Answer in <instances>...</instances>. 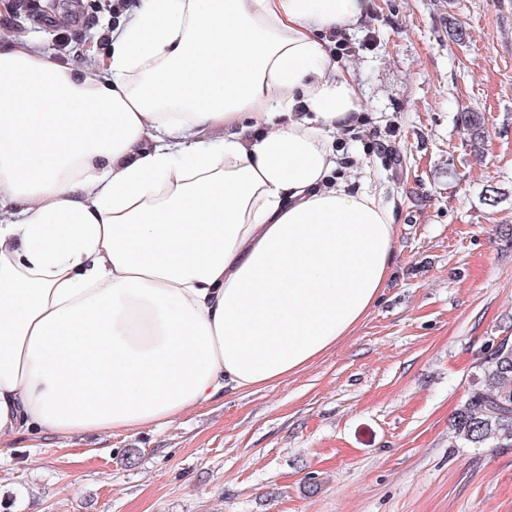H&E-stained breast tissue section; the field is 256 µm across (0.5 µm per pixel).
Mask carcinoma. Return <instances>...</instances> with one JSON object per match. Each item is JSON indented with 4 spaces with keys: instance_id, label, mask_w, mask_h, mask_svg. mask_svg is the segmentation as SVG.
<instances>
[{
    "instance_id": "cac0c4a2",
    "label": "carcinoma",
    "mask_w": 512,
    "mask_h": 512,
    "mask_svg": "<svg viewBox=\"0 0 512 512\" xmlns=\"http://www.w3.org/2000/svg\"><path fill=\"white\" fill-rule=\"evenodd\" d=\"M460 122L471 138H483L482 117L463 112ZM454 437L464 446L490 443L512 448V344L503 339L490 346L476 365L473 389L456 413Z\"/></svg>"
}]
</instances>
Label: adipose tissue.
<instances>
[{
  "mask_svg": "<svg viewBox=\"0 0 512 512\" xmlns=\"http://www.w3.org/2000/svg\"><path fill=\"white\" fill-rule=\"evenodd\" d=\"M372 0H142L83 66L0 47V437L164 429L299 373L378 302L360 99L323 34Z\"/></svg>",
  "mask_w": 512,
  "mask_h": 512,
  "instance_id": "1",
  "label": "adipose tissue"
}]
</instances>
